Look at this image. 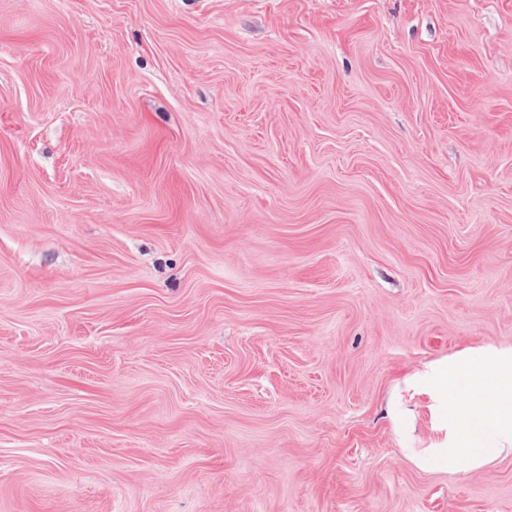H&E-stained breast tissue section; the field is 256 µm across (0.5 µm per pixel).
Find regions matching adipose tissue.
<instances>
[{"label": "adipose tissue", "mask_w": 512, "mask_h": 512, "mask_svg": "<svg viewBox=\"0 0 512 512\" xmlns=\"http://www.w3.org/2000/svg\"><path fill=\"white\" fill-rule=\"evenodd\" d=\"M448 391L458 398L449 466L474 467L499 455L493 436L512 440V360L493 362L485 353H471L449 367Z\"/></svg>", "instance_id": "adipose-tissue-1"}]
</instances>
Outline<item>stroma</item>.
I'll list each match as a JSON object with an SVG mask.
<instances>
[{
	"label": "stroma",
	"mask_w": 512,
	"mask_h": 512,
	"mask_svg": "<svg viewBox=\"0 0 512 512\" xmlns=\"http://www.w3.org/2000/svg\"><path fill=\"white\" fill-rule=\"evenodd\" d=\"M512 0H0V512H512ZM462 382L464 387L457 386ZM448 392L466 395L451 411L453 442L448 465L478 466L487 459L512 451L492 443L490 436L512 440V360L490 361L473 352L448 368Z\"/></svg>",
	"instance_id": "stroma-1"
}]
</instances>
